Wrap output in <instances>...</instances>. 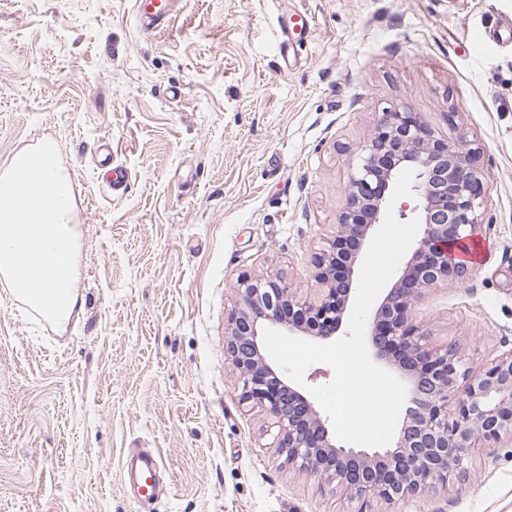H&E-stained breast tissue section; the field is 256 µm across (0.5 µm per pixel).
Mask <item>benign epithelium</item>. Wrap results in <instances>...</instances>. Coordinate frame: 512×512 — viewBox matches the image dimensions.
I'll return each mask as SVG.
<instances>
[{
    "instance_id": "7a95c632",
    "label": "benign epithelium",
    "mask_w": 512,
    "mask_h": 512,
    "mask_svg": "<svg viewBox=\"0 0 512 512\" xmlns=\"http://www.w3.org/2000/svg\"><path fill=\"white\" fill-rule=\"evenodd\" d=\"M479 151L434 135L407 105L382 112L357 156L335 231L314 253L319 285L300 297L282 277L244 275L225 326L224 347L241 381L239 401L275 419L272 441L288 466L334 482L352 497L387 504L436 494L464 480L478 448L512 441V350L474 369L458 348L430 347L408 312L422 291L466 274L455 246L474 238L485 203ZM415 174L417 247L375 314L370 342L410 384L395 447L372 455L336 446L314 403L266 359L263 330L280 326L328 341L347 312L358 254L383 223L390 185Z\"/></svg>"
}]
</instances>
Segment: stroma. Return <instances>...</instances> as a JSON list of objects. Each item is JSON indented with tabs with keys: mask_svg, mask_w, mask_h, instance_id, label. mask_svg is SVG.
Listing matches in <instances>:
<instances>
[{
	"mask_svg": "<svg viewBox=\"0 0 512 512\" xmlns=\"http://www.w3.org/2000/svg\"><path fill=\"white\" fill-rule=\"evenodd\" d=\"M180 3L146 34L134 0H0V168L59 142L83 299L49 330L0 285V512H512L510 443L391 507L289 469L224 351L242 274L315 293L351 161L402 103L479 148L486 189L483 256L410 315L471 366L512 349V0ZM134 448L167 486L147 510ZM127 457L135 462V471L144 478V483L154 478L160 469L159 458L153 450L139 449L129 452Z\"/></svg>",
	"mask_w": 512,
	"mask_h": 512,
	"instance_id": "obj_1",
	"label": "stroma"
}]
</instances>
